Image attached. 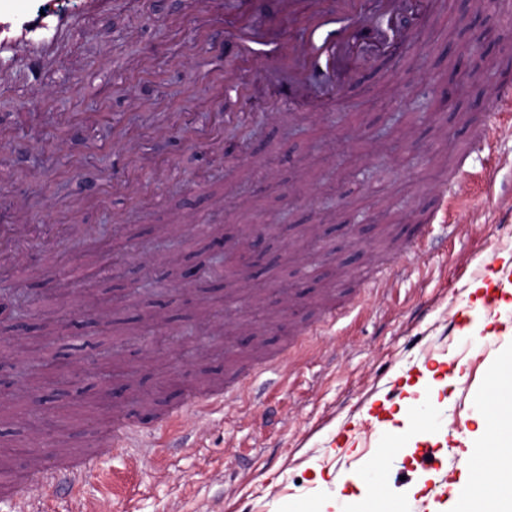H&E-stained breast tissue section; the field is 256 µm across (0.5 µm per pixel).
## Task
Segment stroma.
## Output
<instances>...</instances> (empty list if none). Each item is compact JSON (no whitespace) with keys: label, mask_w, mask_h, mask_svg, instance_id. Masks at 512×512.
Here are the masks:
<instances>
[{"label":"stroma","mask_w":512,"mask_h":512,"mask_svg":"<svg viewBox=\"0 0 512 512\" xmlns=\"http://www.w3.org/2000/svg\"><path fill=\"white\" fill-rule=\"evenodd\" d=\"M238 21L232 0H116L70 34L39 93L24 47L0 60V224L38 229L0 259V361L67 366L60 385L0 391V512H16L7 494L27 465L87 449L119 416L144 434L168 407L192 418L188 396L244 370L250 397L225 394L189 448L101 457L80 500L38 488L44 512H357L378 480L412 512L460 476L459 436L512 355V307L484 338L473 329L474 285H496L488 257L512 266V130L491 152L468 148L512 0H428L395 56L291 111L272 107L293 94L287 69L264 53L241 63L227 36ZM476 39L482 56L462 55ZM230 68L249 98L215 82ZM463 178L470 203L449 234L428 217ZM422 223L427 239L377 296L378 268ZM68 224L93 235L42 253L41 227ZM257 224L263 259L205 276ZM427 370L452 380L407 393ZM409 397L439 441L393 451L383 424Z\"/></svg>","instance_id":"obj_1"}]
</instances>
